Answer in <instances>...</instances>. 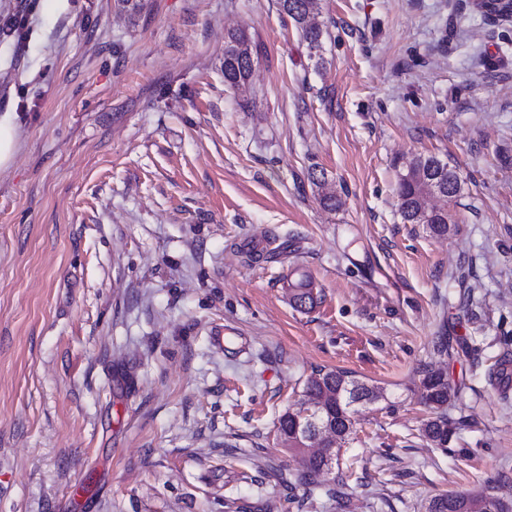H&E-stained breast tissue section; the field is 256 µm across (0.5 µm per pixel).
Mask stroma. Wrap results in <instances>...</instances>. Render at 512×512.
Masks as SVG:
<instances>
[{
  "label": "stroma",
  "instance_id": "obj_1",
  "mask_svg": "<svg viewBox=\"0 0 512 512\" xmlns=\"http://www.w3.org/2000/svg\"><path fill=\"white\" fill-rule=\"evenodd\" d=\"M143 2L0 0L26 33L0 35L21 131L0 170V512L512 498V389L490 382L512 359V22L471 0H317L318 67L277 0ZM231 31L257 47L237 90ZM419 154L461 177L425 199L444 237L398 210ZM427 369L463 390L445 449L421 431ZM320 370L384 397L353 406L312 490L277 423ZM288 288L297 307L305 308L309 305L312 308L317 301L314 282L308 275H301L297 281L289 283Z\"/></svg>",
  "mask_w": 512,
  "mask_h": 512
}]
</instances>
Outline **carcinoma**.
Returning a JSON list of instances; mask_svg holds the SVG:
<instances>
[{
	"instance_id": "cac0c4a2",
	"label": "carcinoma",
	"mask_w": 512,
	"mask_h": 512,
	"mask_svg": "<svg viewBox=\"0 0 512 512\" xmlns=\"http://www.w3.org/2000/svg\"><path fill=\"white\" fill-rule=\"evenodd\" d=\"M278 7L281 14L293 21L301 38L307 43L309 56L317 58V63H322V29L312 18L314 0H278ZM253 66V50L249 38L243 33H228L224 39V83L231 88L247 84L251 79ZM444 170L452 177L448 194L453 198L461 191L458 172L431 155L414 156L406 161L398 182L402 218L411 224L427 225L430 232L437 236L448 234L449 226L453 223L452 215L446 209H426L423 200L425 196L433 194L432 186L439 181V175ZM288 288L294 304L300 308L312 307L317 301L314 282L307 275L303 274L297 281L289 283ZM490 378L496 386L505 391L511 388L512 363L507 360L498 363ZM355 384L357 381L345 371H320L308 380L305 399L316 406L325 407L324 415L335 422L337 432L340 433L352 426L350 411L346 410L342 414L332 411L331 400L340 387ZM420 387L424 401L431 411V417L424 425L423 435L442 448L455 434V423L448 419L444 407L448 405L449 400L457 396L458 390L443 374L430 370L423 372ZM323 462L321 455H305L302 479L306 485L319 484L318 477ZM494 498L495 495L485 491L476 494L451 492L437 496L432 502H442L443 512H489V504Z\"/></svg>"
}]
</instances>
